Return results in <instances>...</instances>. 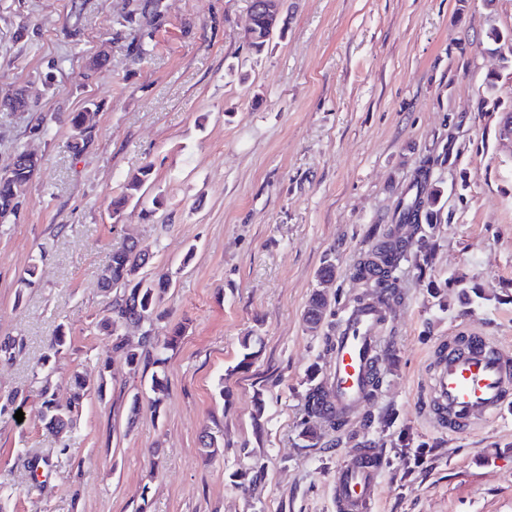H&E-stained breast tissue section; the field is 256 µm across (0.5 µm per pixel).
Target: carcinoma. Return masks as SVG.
I'll return each mask as SVG.
<instances>
[{
  "mask_svg": "<svg viewBox=\"0 0 512 512\" xmlns=\"http://www.w3.org/2000/svg\"><path fill=\"white\" fill-rule=\"evenodd\" d=\"M281 22L282 18L272 16L258 20L256 26L260 33L248 43L253 54L259 56L265 51L269 40L264 35L281 31ZM496 86L495 76L490 75L485 79L487 96L479 98L477 111H483L487 105L498 107L497 100L493 98ZM89 108L95 112L99 110L98 104L90 102L85 108L72 112L67 117L72 131L71 149L75 154L82 153L96 134L95 124L86 122L85 115ZM28 155L29 150H18L13 160V176L0 179L1 224L16 216L22 208L26 186L41 166L40 159L30 160ZM435 162L437 159L428 157L416 168L407 195L399 202L393 215V223L374 228L373 245L360 255L354 266L355 275L368 285L367 293L357 303L370 301L384 307L386 314H391L392 304L399 298L395 272L401 263L411 260L414 267L421 272L431 264V249L428 248L426 240L422 236L416 239L414 235L420 232L424 224L444 223V190L432 183ZM150 176L151 167L146 166L125 179L120 191L112 197L113 214H119L129 202L141 198L142 187ZM151 258L148 249L142 247L138 241L128 238L112 249L110 263L100 277L101 288L107 291L115 289L119 294L112 299L107 315L99 322V328L104 335L111 338L112 351L122 353L131 367L138 366L140 355L138 347L129 343L121 333L123 327H142L139 344H147L155 349L167 350L179 339V333L176 332L167 341L160 343L153 332L154 321L161 318L157 313L159 303L169 290L171 282L167 278L148 280L142 276L141 270L149 264ZM326 308V295L321 291L313 294L306 316L310 328L319 326L321 319L317 315H325ZM75 385L77 392L71 405L64 407L57 404L52 397L44 396L42 418L48 429L59 432L69 425L72 405L79 403L84 388V383L80 380L75 381ZM314 417L323 420L333 431L345 425V421L325 415V390L322 382L312 375L309 378L301 430V434L309 440L322 435L320 430L310 425V419Z\"/></svg>",
  "mask_w": 512,
  "mask_h": 512,
  "instance_id": "carcinoma-1",
  "label": "carcinoma"
}]
</instances>
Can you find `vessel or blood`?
Segmentation results:
<instances>
[{
    "label": "vessel or blood",
    "mask_w": 512,
    "mask_h": 512,
    "mask_svg": "<svg viewBox=\"0 0 512 512\" xmlns=\"http://www.w3.org/2000/svg\"><path fill=\"white\" fill-rule=\"evenodd\" d=\"M385 312L354 307L343 319L336 357L325 383L326 410L336 417L358 411L368 399L369 374L380 349ZM512 410V354L492 337L459 332L442 343L431 373L428 412L433 423L455 436ZM383 458L360 448L336 471V512H375Z\"/></svg>",
    "instance_id": "obj_1"
}]
</instances>
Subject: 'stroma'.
Returning a JSON list of instances; mask_svg holds the SVG:
<instances>
[{"mask_svg": "<svg viewBox=\"0 0 512 512\" xmlns=\"http://www.w3.org/2000/svg\"><path fill=\"white\" fill-rule=\"evenodd\" d=\"M123 3L0 0V100L22 88L35 103L0 109V169L20 146L42 158L0 224V341L16 345L0 362V512H336V470L357 448L386 461L378 512H512V414L452 437L425 410L429 365L455 331L512 353V67L487 38L512 31V0H284L286 30L258 56L249 0H160V16L140 17L144 60ZM492 71L501 105L480 112ZM91 100L97 134L76 157L65 118ZM42 116L48 137H30ZM427 156L449 217L424 231L432 268L398 273L392 355L365 412L308 442L307 375L328 371L325 336L365 290L354 264L368 232L391 223ZM146 165L140 201L113 218V195ZM126 236L153 253L145 276L172 282L157 336L182 331L165 365L146 347L134 371L96 327L99 276ZM60 330L68 342L49 354ZM77 373L107 390L52 433L43 396L68 404ZM206 434L224 448L211 460Z\"/></svg>", "mask_w": 512, "mask_h": 512, "instance_id": "obj_1", "label": "stroma"}]
</instances>
